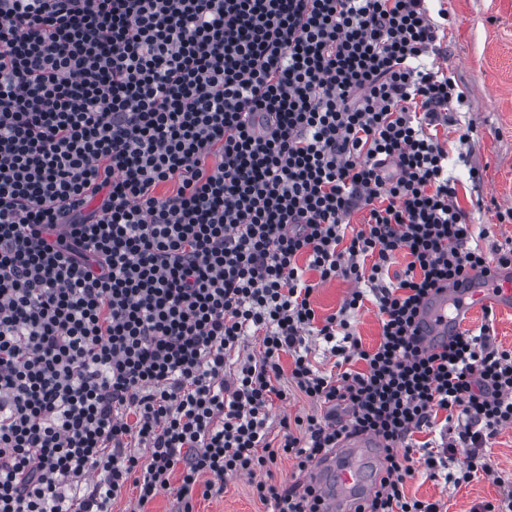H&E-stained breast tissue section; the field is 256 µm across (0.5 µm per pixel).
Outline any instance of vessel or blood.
I'll use <instances>...</instances> for the list:
<instances>
[{
	"label": "vessel or blood",
	"instance_id": "1",
	"mask_svg": "<svg viewBox=\"0 0 512 512\" xmlns=\"http://www.w3.org/2000/svg\"><path fill=\"white\" fill-rule=\"evenodd\" d=\"M488 309H512L511 270L488 275L472 271L459 282L432 291L417 318V337L424 348H438L462 321ZM380 446L372 435H352L314 466L311 481L321 493L324 512H353L354 503L376 489L383 476L378 468Z\"/></svg>",
	"mask_w": 512,
	"mask_h": 512
}]
</instances>
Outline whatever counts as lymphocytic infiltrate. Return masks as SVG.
I'll return each mask as SVG.
<instances>
[{
    "label": "lymphocytic infiltrate",
    "mask_w": 512,
    "mask_h": 512,
    "mask_svg": "<svg viewBox=\"0 0 512 512\" xmlns=\"http://www.w3.org/2000/svg\"><path fill=\"white\" fill-rule=\"evenodd\" d=\"M447 16L0 0V512H112L129 485L135 512L173 488L193 512L194 488L239 474L271 512H322L313 485L268 475L281 456L311 471L352 432L385 451L358 512H445L405 494L419 458L456 485L486 470L512 425V350L488 323L439 352L411 333L433 289L512 267L511 240L474 243L438 138L468 102L438 63ZM339 276L354 288L318 318ZM368 298L371 350L348 320ZM292 389L317 411L272 433ZM436 427L455 444L416 441ZM353 287L351 281L336 277L317 288L311 299L319 318L336 312Z\"/></svg>",
    "instance_id": "lymphocytic-infiltrate-1"
}]
</instances>
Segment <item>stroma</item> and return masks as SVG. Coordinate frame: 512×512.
Masks as SVG:
<instances>
[{
	"instance_id": "obj_1",
	"label": "stroma",
	"mask_w": 512,
	"mask_h": 512,
	"mask_svg": "<svg viewBox=\"0 0 512 512\" xmlns=\"http://www.w3.org/2000/svg\"><path fill=\"white\" fill-rule=\"evenodd\" d=\"M447 7L448 27L441 47L446 65L459 88L472 101V110L455 113V125L440 129L438 137L448 150L460 206L470 214L475 231H487L482 247L512 238V222L499 223L497 208L512 207V0H430L431 12ZM475 130L469 142L459 135L467 124ZM479 179H472V172ZM485 206L477 210L474 200ZM489 473H478L459 486L430 479L416 472L405 485L407 496L429 502L443 501L448 512H472L475 504L496 501L501 489L497 477L512 476V426L496 436L488 456ZM195 512H266L253 493L251 477L227 478L222 494L205 498L193 493Z\"/></svg>"
}]
</instances>
